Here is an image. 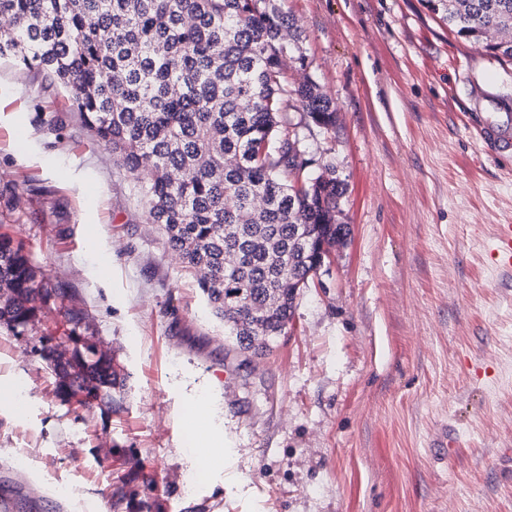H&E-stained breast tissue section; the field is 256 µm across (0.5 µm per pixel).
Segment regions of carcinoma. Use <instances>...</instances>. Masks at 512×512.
<instances>
[{
	"label": "carcinoma",
	"instance_id": "obj_1",
	"mask_svg": "<svg viewBox=\"0 0 512 512\" xmlns=\"http://www.w3.org/2000/svg\"><path fill=\"white\" fill-rule=\"evenodd\" d=\"M466 41L512 58V0H426ZM0 59L44 74L69 110L128 173L143 180L148 218L196 277L214 315L241 351L266 354L285 334L318 247L350 229L336 223L345 183L336 169L313 177L288 139L293 101L318 127L336 107L305 76L288 81L286 60L306 67L303 37L279 0H0ZM307 190L296 188L298 182ZM261 196L265 205L256 207ZM71 289L37 280L20 243L0 235V327L23 334L36 301ZM70 358L41 340L56 394L80 407L120 410L124 378L82 340ZM112 506L152 512L119 487Z\"/></svg>",
	"mask_w": 512,
	"mask_h": 512
}]
</instances>
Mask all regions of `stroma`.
I'll list each match as a JSON object with an SVG mask.
<instances>
[{
	"label": "stroma",
	"mask_w": 512,
	"mask_h": 512,
	"mask_svg": "<svg viewBox=\"0 0 512 512\" xmlns=\"http://www.w3.org/2000/svg\"><path fill=\"white\" fill-rule=\"evenodd\" d=\"M336 126H301L312 171L346 182L350 235L301 289L273 352L235 348L150 223L141 182L63 93L0 60V230L75 291L129 374L123 408L55 393L42 304L0 327V503L113 512L123 478L160 512H512V61L465 42L422 0H284ZM196 476L186 486L187 476ZM485 135L490 140V147L495 151H508L512 149V132H510V118L501 122L498 118L493 119L486 127Z\"/></svg>",
	"instance_id": "1"
}]
</instances>
